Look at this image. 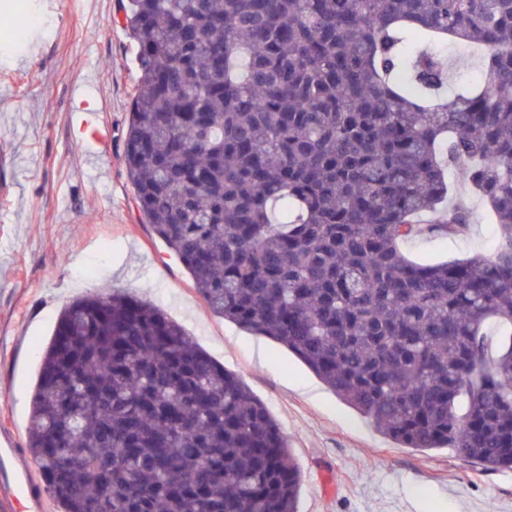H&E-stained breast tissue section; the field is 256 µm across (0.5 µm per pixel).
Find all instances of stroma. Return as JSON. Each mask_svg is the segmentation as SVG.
<instances>
[{"label":"stroma","mask_w":512,"mask_h":512,"mask_svg":"<svg viewBox=\"0 0 512 512\" xmlns=\"http://www.w3.org/2000/svg\"><path fill=\"white\" fill-rule=\"evenodd\" d=\"M128 0H40L0 29V429L25 432L42 354L63 308L122 290L158 306L237 374L288 439L301 468L299 512H512V471L487 472L453 449L403 447L340 401L287 348L212 314L183 265L136 208L121 157L137 78L122 22ZM24 30L16 43V30ZM83 89L111 136L112 176L85 162L71 103ZM458 240L404 244L449 260L495 240L484 206Z\"/></svg>","instance_id":"1"}]
</instances>
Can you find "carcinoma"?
Listing matches in <instances>:
<instances>
[{"mask_svg":"<svg viewBox=\"0 0 512 512\" xmlns=\"http://www.w3.org/2000/svg\"><path fill=\"white\" fill-rule=\"evenodd\" d=\"M125 29L123 163L208 309L387 438L511 470L512 0H131ZM448 42L484 48L478 77L431 49ZM452 166L497 243L415 261L406 241L473 224ZM26 451L60 512H298L266 406L119 292L62 311Z\"/></svg>","mask_w":512,"mask_h":512,"instance_id":"carcinoma-1","label":"carcinoma"}]
</instances>
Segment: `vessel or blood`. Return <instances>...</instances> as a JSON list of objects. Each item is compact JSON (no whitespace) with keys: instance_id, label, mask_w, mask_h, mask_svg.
<instances>
[{"instance_id":"vessel-or-blood-1","label":"vessel or blood","mask_w":512,"mask_h":512,"mask_svg":"<svg viewBox=\"0 0 512 512\" xmlns=\"http://www.w3.org/2000/svg\"><path fill=\"white\" fill-rule=\"evenodd\" d=\"M15 435L0 433V512H48V497L19 460Z\"/></svg>"}]
</instances>
